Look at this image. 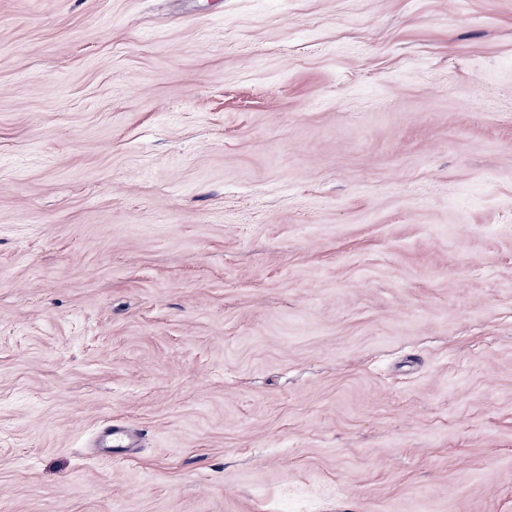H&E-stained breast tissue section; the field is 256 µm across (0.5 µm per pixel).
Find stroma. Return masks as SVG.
I'll list each match as a JSON object with an SVG mask.
<instances>
[{"label": "stroma", "mask_w": 512, "mask_h": 512, "mask_svg": "<svg viewBox=\"0 0 512 512\" xmlns=\"http://www.w3.org/2000/svg\"><path fill=\"white\" fill-rule=\"evenodd\" d=\"M0 512H512V0H0ZM97 446L104 459H121L129 456L138 442L126 424L113 421L102 429Z\"/></svg>", "instance_id": "stroma-1"}]
</instances>
